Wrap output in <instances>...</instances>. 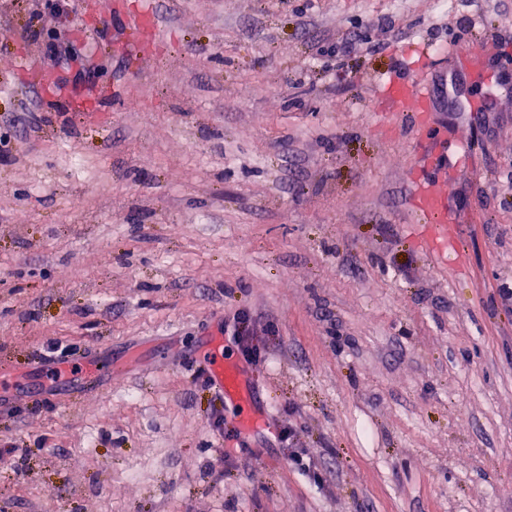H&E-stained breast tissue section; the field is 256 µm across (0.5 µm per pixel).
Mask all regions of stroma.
<instances>
[{
  "label": "stroma",
  "mask_w": 512,
  "mask_h": 512,
  "mask_svg": "<svg viewBox=\"0 0 512 512\" xmlns=\"http://www.w3.org/2000/svg\"><path fill=\"white\" fill-rule=\"evenodd\" d=\"M41 2L0 0V512H512V0H150L142 56L143 0ZM403 67L471 104L434 99L441 263ZM240 318L246 438L202 363ZM152 11L150 8V4L145 3L142 5L141 9L137 12L129 13L122 17L121 24L128 30H140L143 29L144 22L146 20L150 21V27L146 31L147 37L151 41H155L157 38V25L155 19L151 16ZM424 165H419L418 175L413 182V202L422 227L426 228V242L432 251L438 250L440 241L448 240V230L455 224L456 216L448 205L445 195L438 193L436 182L423 173Z\"/></svg>",
  "instance_id": "35a3bbf8"
}]
</instances>
